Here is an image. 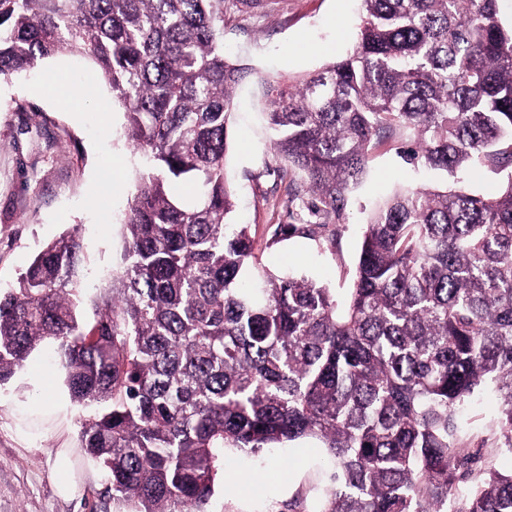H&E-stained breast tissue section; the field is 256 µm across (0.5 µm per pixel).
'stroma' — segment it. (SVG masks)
<instances>
[{
	"label": "stroma",
	"mask_w": 512,
	"mask_h": 512,
	"mask_svg": "<svg viewBox=\"0 0 512 512\" xmlns=\"http://www.w3.org/2000/svg\"><path fill=\"white\" fill-rule=\"evenodd\" d=\"M359 18L358 0H257L224 7V54L249 67L236 90L226 167L236 186L232 220L249 225L255 254L274 271L307 275L337 293L351 288L370 210L402 185L440 187L447 174L409 164L401 143L372 150L367 173L352 191L335 242L300 234L275 236L277 225L310 221V196L285 208L289 187L304 184L270 141L260 78H300L344 55ZM125 113L114 103L97 66L60 53L32 72L0 81V289L13 285L47 243L78 229L87 249L88 296L99 294L120 258L122 224L141 168L125 133ZM50 349L35 353L24 375L0 387V512H116L99 464L86 455L79 433L82 411L70 400L64 373ZM66 407L64 420L34 429L20 442L15 414L52 398ZM499 404L485 393L464 407V445L493 424ZM73 451L72 468L84 482L73 500L58 497V448ZM271 453L235 455L215 481L208 512H288L270 464Z\"/></svg>",
	"instance_id": "35a3bbf8"
}]
</instances>
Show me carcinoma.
Masks as SVG:
<instances>
[{
	"label": "carcinoma",
	"instance_id": "cac0c4a2",
	"mask_svg": "<svg viewBox=\"0 0 512 512\" xmlns=\"http://www.w3.org/2000/svg\"><path fill=\"white\" fill-rule=\"evenodd\" d=\"M355 44L297 80H262L276 152L336 241L369 151L487 170L503 188L408 187L366 224L350 294L257 262L229 222L235 86L224 0H0V80L69 52L94 61L143 159L121 266L84 296L77 231L0 295V385L51 346L107 493L130 512H206L224 450L314 438L329 470L289 512H512V27L497 0H360ZM188 185L195 198L172 188ZM491 388V440L460 406Z\"/></svg>",
	"mask_w": 512,
	"mask_h": 512
}]
</instances>
